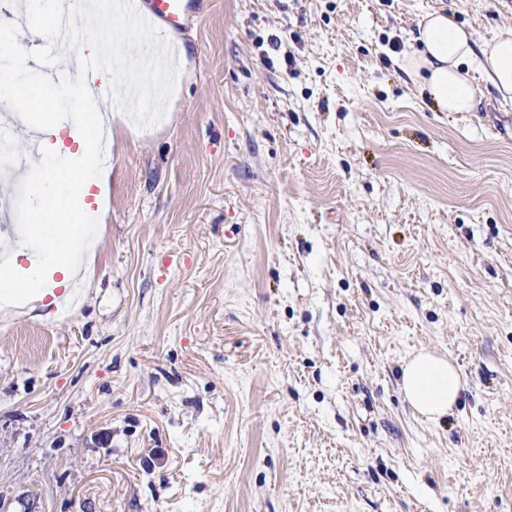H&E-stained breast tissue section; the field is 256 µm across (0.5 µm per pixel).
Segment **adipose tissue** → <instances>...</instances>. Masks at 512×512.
Segmentation results:
<instances>
[{"instance_id": "ef3b65f1", "label": "adipose tissue", "mask_w": 512, "mask_h": 512, "mask_svg": "<svg viewBox=\"0 0 512 512\" xmlns=\"http://www.w3.org/2000/svg\"><path fill=\"white\" fill-rule=\"evenodd\" d=\"M417 47L403 64L421 78L423 89L442 112L477 108L472 70H480L503 100L512 102V28L490 42L477 41L453 16L428 13L415 37ZM401 389L406 401L431 421L447 415L457 402L462 382L446 356L421 352L405 361Z\"/></svg>"}]
</instances>
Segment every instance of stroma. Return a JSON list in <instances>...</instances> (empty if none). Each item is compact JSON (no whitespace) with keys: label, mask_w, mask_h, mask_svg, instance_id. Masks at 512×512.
<instances>
[{"label":"stroma","mask_w":512,"mask_h":512,"mask_svg":"<svg viewBox=\"0 0 512 512\" xmlns=\"http://www.w3.org/2000/svg\"><path fill=\"white\" fill-rule=\"evenodd\" d=\"M112 163L76 303L0 307V512H512V104L402 67L434 10L207 0ZM455 361L436 422L404 361Z\"/></svg>","instance_id":"35a3bbf8"}]
</instances>
